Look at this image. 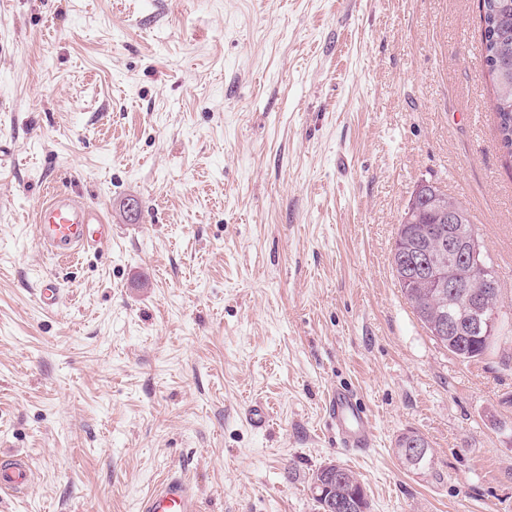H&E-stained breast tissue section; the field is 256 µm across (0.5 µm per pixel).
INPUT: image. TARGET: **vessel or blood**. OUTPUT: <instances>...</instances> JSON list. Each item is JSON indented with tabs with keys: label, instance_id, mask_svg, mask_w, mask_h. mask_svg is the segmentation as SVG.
Here are the masks:
<instances>
[{
	"label": "vessel or blood",
	"instance_id": "1",
	"mask_svg": "<svg viewBox=\"0 0 512 512\" xmlns=\"http://www.w3.org/2000/svg\"><path fill=\"white\" fill-rule=\"evenodd\" d=\"M39 243L61 259H70L83 250L99 247L112 237V227L94 209L69 193L54 192L36 216ZM329 421L343 447L365 452L371 447L369 417L360 398L350 389L336 387L329 402ZM30 480L26 468L16 464L0 466V489L19 490ZM139 512H203L195 486L177 473L159 479L140 502Z\"/></svg>",
	"mask_w": 512,
	"mask_h": 512
}]
</instances>
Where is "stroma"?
<instances>
[{
    "instance_id": "stroma-1",
    "label": "stroma",
    "mask_w": 512,
    "mask_h": 512,
    "mask_svg": "<svg viewBox=\"0 0 512 512\" xmlns=\"http://www.w3.org/2000/svg\"><path fill=\"white\" fill-rule=\"evenodd\" d=\"M477 3L0 0V455L32 470L0 512H138L170 472L203 512H315L331 460L369 512H512V338L454 357L392 269L433 183L474 216L512 317ZM59 189L107 245L61 261L36 241ZM339 384L366 453L328 425ZM409 430L427 469L395 453ZM328 416L336 439L344 448L354 452H367L371 448L369 417L355 392L336 386L330 397ZM326 464L321 466L318 469V471L316 472V474L313 477L312 484H311V490H312V494H313V499L316 503L315 506L317 508V511L318 512H326V511H321V510H325V509H324L322 500L319 498H323V499L325 498V500H326V498H329L334 492V490H332L331 486L318 483V482H322L324 480V477L326 476V473L328 472L327 467H329V468H335L333 471H336V469H337L338 471L342 472L339 474L341 476L342 480H339L337 483L336 489H339V491H336V496H341L342 495L341 493H344V497L352 496L353 494H359L360 498H359L358 503H359V508H361L362 510L356 511V512H368L369 501L367 498V494L364 491L362 484L360 482H358V479L356 478V476L351 471H349L348 469H346L345 467H343L340 464H337L335 462L328 466H326ZM337 466L339 468H337ZM316 484L318 487H317V489H315V494L319 498L315 497L314 491H313L314 486ZM318 490H319V493H318ZM339 492H341V493H339Z\"/></svg>"
}]
</instances>
